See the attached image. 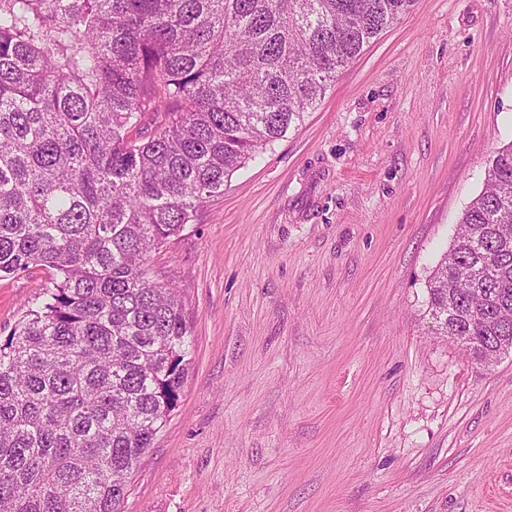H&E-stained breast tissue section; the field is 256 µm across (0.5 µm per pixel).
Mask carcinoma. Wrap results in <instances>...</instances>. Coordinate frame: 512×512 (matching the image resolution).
I'll return each mask as SVG.
<instances>
[{
    "instance_id": "cac0c4a2",
    "label": "carcinoma",
    "mask_w": 512,
    "mask_h": 512,
    "mask_svg": "<svg viewBox=\"0 0 512 512\" xmlns=\"http://www.w3.org/2000/svg\"><path fill=\"white\" fill-rule=\"evenodd\" d=\"M415 0H0V276L52 287L0 340V512H119L177 406L191 336L148 254L303 122ZM426 312L512 350V142Z\"/></svg>"
}]
</instances>
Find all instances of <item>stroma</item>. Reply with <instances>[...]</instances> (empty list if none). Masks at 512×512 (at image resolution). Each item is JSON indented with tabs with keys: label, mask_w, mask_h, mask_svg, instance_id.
Listing matches in <instances>:
<instances>
[{
	"label": "stroma",
	"mask_w": 512,
	"mask_h": 512,
	"mask_svg": "<svg viewBox=\"0 0 512 512\" xmlns=\"http://www.w3.org/2000/svg\"><path fill=\"white\" fill-rule=\"evenodd\" d=\"M512 141V0H415L147 260L191 363L123 512H512V354L426 285ZM51 275L0 277V339Z\"/></svg>",
	"instance_id": "obj_1"
}]
</instances>
